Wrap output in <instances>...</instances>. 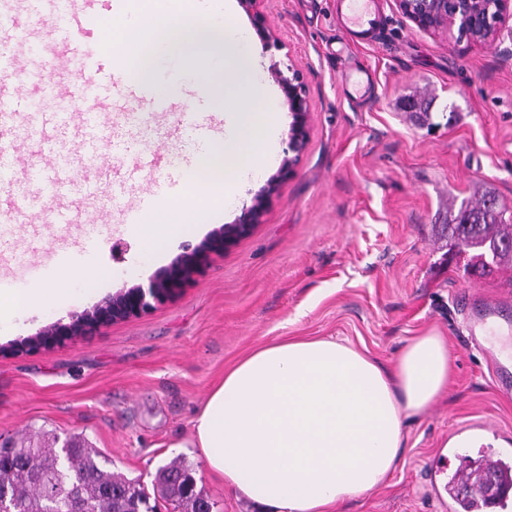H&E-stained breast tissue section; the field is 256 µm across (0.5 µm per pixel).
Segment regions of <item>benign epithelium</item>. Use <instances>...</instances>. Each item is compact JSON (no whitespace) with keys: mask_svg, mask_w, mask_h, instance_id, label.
Masks as SVG:
<instances>
[{"mask_svg":"<svg viewBox=\"0 0 512 512\" xmlns=\"http://www.w3.org/2000/svg\"><path fill=\"white\" fill-rule=\"evenodd\" d=\"M260 0H239L250 16L253 28L263 47L284 48L279 36L267 25L258 9ZM396 10L402 18L419 30L431 33L458 30L461 38L474 44L494 40L501 34L506 20L512 19V0H395ZM271 77L282 88L291 122L288 128V152L278 172L255 195L252 204L243 208L231 224L214 230L196 247L184 252L172 265L157 273L148 287L134 286L120 291L92 309L72 317L63 324L52 322L37 335L15 341L10 352L50 350L78 336L115 321L137 317L162 304L182 288L202 268L210 253L224 251L233 240L250 233L259 223L267 204L277 193L280 183L292 176L309 141L311 107L308 86L303 70L296 64L286 70L273 67Z\"/></svg>","mask_w":512,"mask_h":512,"instance_id":"benign-epithelium-1","label":"benign epithelium"}]
</instances>
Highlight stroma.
Returning a JSON list of instances; mask_svg holds the SVG:
<instances>
[{
  "label": "stroma",
  "instance_id": "stroma-1",
  "mask_svg": "<svg viewBox=\"0 0 512 512\" xmlns=\"http://www.w3.org/2000/svg\"><path fill=\"white\" fill-rule=\"evenodd\" d=\"M343 0H261L285 51L257 50L260 77L282 132L276 154L223 207L229 224L251 204L288 151L290 117L270 68L303 70L310 138L259 224L166 303L138 317L73 337L49 351L0 356V434L84 437L113 472L153 486L160 467L185 458L215 512H254L192 448L191 422L224 372L257 346L325 337L392 363L412 339L446 336L448 394L404 429L403 454L386 483L346 501L341 512H443L425 469L460 423L486 425L512 458V391L490 362L492 342L467 343L471 299L495 303L494 326L512 340V283L470 272L468 255L441 234L448 208L484 192L512 213V20L495 41L473 44L403 21L394 0H372L365 39L348 32ZM172 116L122 107L112 122L131 147L123 170L155 152L170 162L195 149L173 132ZM98 225L92 256L80 250L81 224L0 222V256L12 263L9 287H53L72 266L111 269L94 292L75 291L61 309L33 308L0 329V345L69 322L105 298L147 284L156 264L123 222L120 206ZM126 243L122 256L114 242Z\"/></svg>",
  "mask_w": 512,
  "mask_h": 512
}]
</instances>
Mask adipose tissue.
Wrapping results in <instances>:
<instances>
[{
    "mask_svg": "<svg viewBox=\"0 0 512 512\" xmlns=\"http://www.w3.org/2000/svg\"><path fill=\"white\" fill-rule=\"evenodd\" d=\"M66 289L1 288L0 320ZM443 337L410 341L392 367L333 338L263 345L225 371L195 415L194 447L259 512H333L396 468L407 419L448 391Z\"/></svg>",
    "mask_w": 512,
    "mask_h": 512,
    "instance_id": "1",
    "label": "adipose tissue"
}]
</instances>
